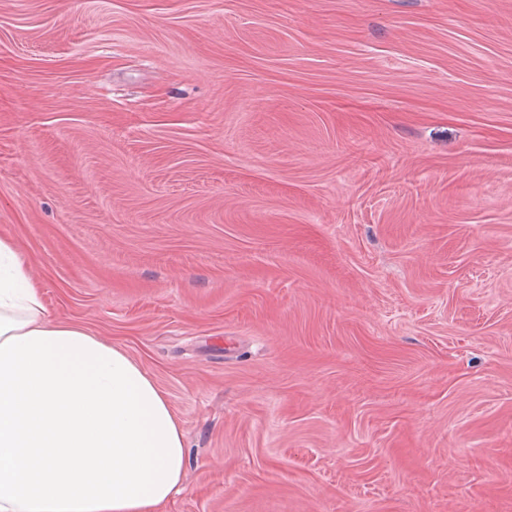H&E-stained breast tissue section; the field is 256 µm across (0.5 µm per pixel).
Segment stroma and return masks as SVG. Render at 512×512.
I'll use <instances>...</instances> for the list:
<instances>
[{"label": "stroma", "mask_w": 512, "mask_h": 512, "mask_svg": "<svg viewBox=\"0 0 512 512\" xmlns=\"http://www.w3.org/2000/svg\"><path fill=\"white\" fill-rule=\"evenodd\" d=\"M0 232L167 512H512V0H0Z\"/></svg>", "instance_id": "stroma-1"}]
</instances>
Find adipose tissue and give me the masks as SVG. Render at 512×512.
I'll list each match as a JSON object with an SVG mask.
<instances>
[{
    "instance_id": "adipose-tissue-1",
    "label": "adipose tissue",
    "mask_w": 512,
    "mask_h": 512,
    "mask_svg": "<svg viewBox=\"0 0 512 512\" xmlns=\"http://www.w3.org/2000/svg\"><path fill=\"white\" fill-rule=\"evenodd\" d=\"M184 467L182 430L152 377L53 318L0 234V512H162Z\"/></svg>"
}]
</instances>
